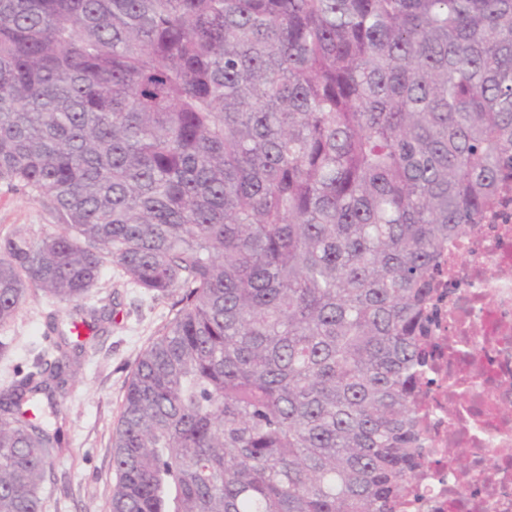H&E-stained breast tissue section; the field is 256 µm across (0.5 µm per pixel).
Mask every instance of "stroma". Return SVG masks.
<instances>
[{
  "instance_id": "stroma-1",
  "label": "stroma",
  "mask_w": 512,
  "mask_h": 512,
  "mask_svg": "<svg viewBox=\"0 0 512 512\" xmlns=\"http://www.w3.org/2000/svg\"><path fill=\"white\" fill-rule=\"evenodd\" d=\"M57 223L47 199L0 183V237L20 224L50 233ZM90 300L107 306L110 317L99 322L74 365L71 391L60 399L67 410L68 444L44 484V512H110L112 434L126 383L142 351L170 318L174 302L170 296H146L112 264L103 269ZM53 319L66 322L67 310L33 292L7 330L13 343L10 353L0 357V387L12 381L14 365L30 367L46 348L43 335Z\"/></svg>"
}]
</instances>
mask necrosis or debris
Returning a JSON list of instances; mask_svg holds the SVG:
<instances>
[{
  "label": "necrosis or debris",
  "instance_id": "4bbe7bcc",
  "mask_svg": "<svg viewBox=\"0 0 512 512\" xmlns=\"http://www.w3.org/2000/svg\"><path fill=\"white\" fill-rule=\"evenodd\" d=\"M451 293L435 330L436 387L421 399L430 422L422 501L407 512H512V206L448 248ZM470 449L468 471L449 450Z\"/></svg>",
  "mask_w": 512,
  "mask_h": 512
}]
</instances>
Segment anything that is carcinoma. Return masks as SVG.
Instances as JSON below:
<instances>
[{
  "instance_id": "carcinoma-1",
  "label": "carcinoma",
  "mask_w": 512,
  "mask_h": 512,
  "mask_svg": "<svg viewBox=\"0 0 512 512\" xmlns=\"http://www.w3.org/2000/svg\"><path fill=\"white\" fill-rule=\"evenodd\" d=\"M0 328L79 318L0 390V512H43L104 266L172 317L110 512H402L448 241L512 194V0H0ZM20 224L32 225L43 233L56 229L58 217L46 198L13 190L0 183V237Z\"/></svg>"
}]
</instances>
